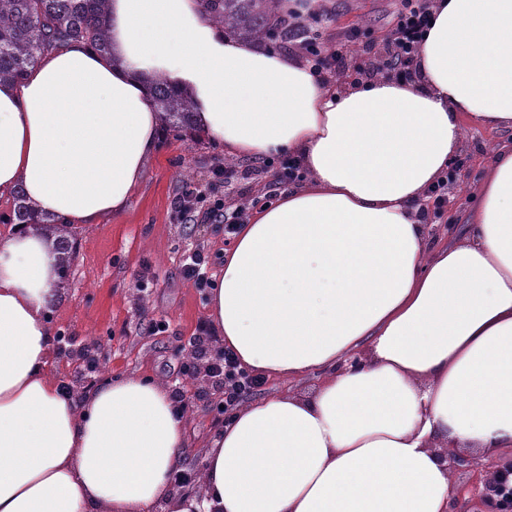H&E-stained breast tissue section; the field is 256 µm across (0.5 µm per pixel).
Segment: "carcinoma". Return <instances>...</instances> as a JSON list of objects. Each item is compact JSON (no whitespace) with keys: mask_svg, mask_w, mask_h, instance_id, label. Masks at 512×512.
Segmentation results:
<instances>
[{"mask_svg":"<svg viewBox=\"0 0 512 512\" xmlns=\"http://www.w3.org/2000/svg\"><path fill=\"white\" fill-rule=\"evenodd\" d=\"M109 0H0V81H20L46 52L73 40H84L100 50L108 42L106 16ZM281 0H203L208 18L224 32L281 49L293 43L296 18L283 14ZM149 95L158 112L162 132L193 144L202 142L195 127L191 101L162 77L150 85ZM0 223L32 224L57 239L60 287L67 286L76 258L77 241L71 228L34 215L20 196L12 199L8 218Z\"/></svg>","mask_w":512,"mask_h":512,"instance_id":"carcinoma-1","label":"carcinoma"}]
</instances>
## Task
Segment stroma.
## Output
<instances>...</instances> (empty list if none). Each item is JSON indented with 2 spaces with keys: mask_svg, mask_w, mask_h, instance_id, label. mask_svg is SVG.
<instances>
[{
  "mask_svg": "<svg viewBox=\"0 0 512 512\" xmlns=\"http://www.w3.org/2000/svg\"><path fill=\"white\" fill-rule=\"evenodd\" d=\"M399 0H305L300 21L317 32L327 48L343 49L357 35L365 49L347 58L360 65L369 46L394 29ZM512 142V131L480 127L464 130L465 150L452 168L457 182L472 185L481 176L480 153ZM252 159L224 154L210 142L191 145L175 137L159 140L147 174L127 210L101 224L74 228L77 256L68 286L49 308L55 335L63 339L53 372L59 380L104 375L145 374L166 385L179 382V367L189 340L207 317L208 295L180 274L185 254L201 250L219 266L231 240L203 216L216 199L227 213L255 209L274 196L273 174L257 179L221 181L218 168L239 171L255 167ZM197 197L199 217L186 223L174 203L185 190ZM162 322L165 332L152 333ZM219 415L206 390H198L188 408V435L203 444L217 435Z\"/></svg>",
  "mask_w": 512,
  "mask_h": 512,
  "instance_id": "35a3bbf8",
  "label": "stroma"
}]
</instances>
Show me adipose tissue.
Returning <instances> with one entry per match:
<instances>
[{"label":"adipose tissue","mask_w":512,"mask_h":512,"mask_svg":"<svg viewBox=\"0 0 512 512\" xmlns=\"http://www.w3.org/2000/svg\"><path fill=\"white\" fill-rule=\"evenodd\" d=\"M415 76L331 83L227 35L198 0H110L109 48L70 43L0 84V197L71 225L120 215L158 148L147 84L187 94L230 155L292 156L254 209L209 315L243 367L309 392L241 404L197 490L186 411L138 375L78 393L51 365L52 237L0 238V512H448L445 450L512 448V147L489 151L460 233L421 203L463 127L512 130V0H432Z\"/></svg>","instance_id":"1"}]
</instances>
